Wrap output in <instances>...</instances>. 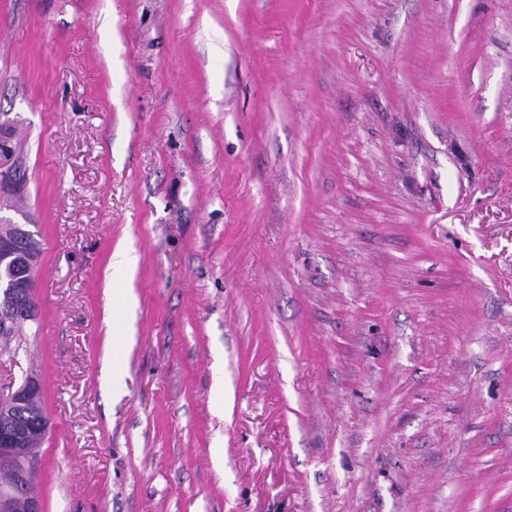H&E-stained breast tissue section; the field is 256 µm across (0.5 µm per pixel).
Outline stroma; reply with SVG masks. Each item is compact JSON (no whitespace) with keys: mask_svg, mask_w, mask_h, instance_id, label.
I'll use <instances>...</instances> for the list:
<instances>
[{"mask_svg":"<svg viewBox=\"0 0 512 512\" xmlns=\"http://www.w3.org/2000/svg\"><path fill=\"white\" fill-rule=\"evenodd\" d=\"M0 130L43 512H512V0H0Z\"/></svg>","mask_w":512,"mask_h":512,"instance_id":"obj_1","label":"stroma"}]
</instances>
